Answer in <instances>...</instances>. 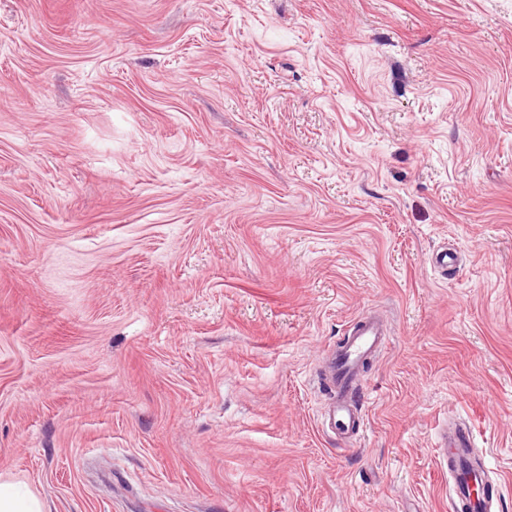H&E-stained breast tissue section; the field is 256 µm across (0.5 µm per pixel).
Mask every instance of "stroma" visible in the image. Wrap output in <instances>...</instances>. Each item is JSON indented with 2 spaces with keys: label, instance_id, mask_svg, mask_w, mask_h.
Wrapping results in <instances>:
<instances>
[{
  "label": "stroma",
  "instance_id": "35a3bbf8",
  "mask_svg": "<svg viewBox=\"0 0 512 512\" xmlns=\"http://www.w3.org/2000/svg\"><path fill=\"white\" fill-rule=\"evenodd\" d=\"M456 421L512 512V0H0V482L452 512ZM390 334L385 320L364 313L348 324L344 339L336 346L329 366L334 392L327 420L341 440L356 439L363 431L366 414L358 393L365 365L374 354L386 349Z\"/></svg>",
  "mask_w": 512,
  "mask_h": 512
}]
</instances>
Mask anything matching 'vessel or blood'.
Wrapping results in <instances>:
<instances>
[{"instance_id": "b4317fda", "label": "vessel or blood", "mask_w": 512, "mask_h": 512, "mask_svg": "<svg viewBox=\"0 0 512 512\" xmlns=\"http://www.w3.org/2000/svg\"><path fill=\"white\" fill-rule=\"evenodd\" d=\"M390 327L378 315L364 313L352 320L344 339L337 345L330 362V382L334 392L327 420L339 439H356L365 426L366 415L358 398L367 361L386 349ZM438 448L448 462L455 512H490L491 500L473 496L471 483L484 478L485 470L475 467V438L469 426L444 428Z\"/></svg>"}]
</instances>
